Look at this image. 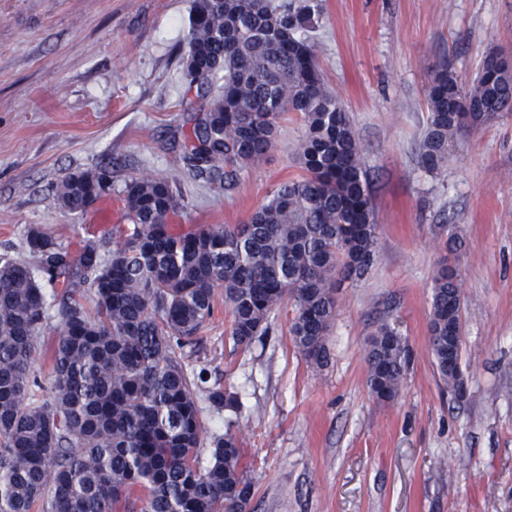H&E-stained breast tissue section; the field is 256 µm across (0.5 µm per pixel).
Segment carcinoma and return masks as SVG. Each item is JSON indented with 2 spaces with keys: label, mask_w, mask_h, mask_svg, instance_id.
Masks as SVG:
<instances>
[{
  "label": "carcinoma",
  "mask_w": 512,
  "mask_h": 512,
  "mask_svg": "<svg viewBox=\"0 0 512 512\" xmlns=\"http://www.w3.org/2000/svg\"><path fill=\"white\" fill-rule=\"evenodd\" d=\"M319 17V0H194L181 58L188 90L202 100L182 145L189 174L231 187L275 146L284 114L305 126L295 147L302 174L245 223L174 234L181 191L172 179L144 176L125 187L132 231L108 255L94 244L73 254L38 226L27 233L34 263L0 255V512H112L120 501L124 512H249L254 486L236 435L211 434L207 465L201 457L200 395L218 407L235 397L189 374L183 349L197 345L220 289L236 347L268 335L289 303L296 347L323 367L339 289L376 256L361 149L305 36ZM427 104L420 162L433 172L462 132L512 111V63L484 58L467 87L442 64ZM108 189L106 171L76 172L55 198L82 214ZM46 284L62 291L49 300ZM458 288L456 272L442 266L428 322L437 373L456 396ZM87 291L92 310L81 301ZM50 307L58 325L45 395L32 365ZM366 360L372 396L394 400L411 362L405 338L381 324Z\"/></svg>",
  "instance_id": "1"
}]
</instances>
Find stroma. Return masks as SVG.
Masks as SVG:
<instances>
[{
    "mask_svg": "<svg viewBox=\"0 0 512 512\" xmlns=\"http://www.w3.org/2000/svg\"><path fill=\"white\" fill-rule=\"evenodd\" d=\"M310 32L328 86L349 116L365 161L377 224L369 272L338 293L327 366L311 365L289 333L234 347L217 306L188 370L238 396V409L200 399L207 430L231 429L254 485L251 512H512V114L462 133L440 170L419 148L427 88L448 62L470 85L487 51L512 54V0H321ZM192 0H0V250L29 260L36 225L71 251L101 253L117 225L74 216L55 200L68 174L106 169L113 202L132 179L177 180L185 208L175 231L244 222L300 168L296 114L237 184L217 189L183 168L194 93L180 45ZM455 225L461 246L448 244ZM462 284L461 367L455 400L428 347L430 286L441 261ZM393 324L413 357L398 397L367 387V343Z\"/></svg>",
    "mask_w": 512,
    "mask_h": 512,
    "instance_id": "35a3bbf8",
    "label": "stroma"
}]
</instances>
